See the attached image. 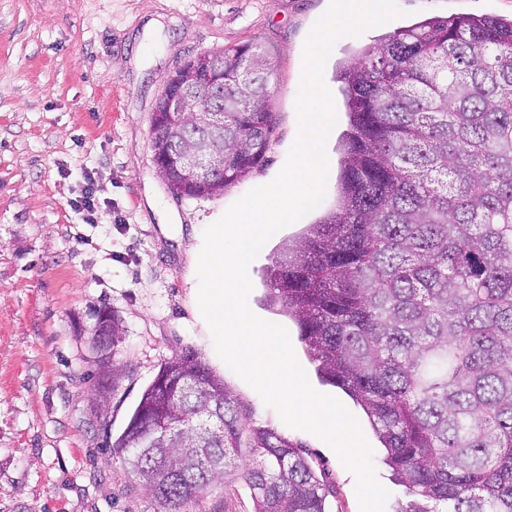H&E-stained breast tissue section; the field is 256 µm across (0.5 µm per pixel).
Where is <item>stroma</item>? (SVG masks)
I'll return each mask as SVG.
<instances>
[{
	"mask_svg": "<svg viewBox=\"0 0 512 512\" xmlns=\"http://www.w3.org/2000/svg\"><path fill=\"white\" fill-rule=\"evenodd\" d=\"M329 0H0V512H160L109 438L160 365L193 349L224 382L243 437L273 430L322 478L327 512H359L355 479L314 435L278 413L217 355L195 314L188 283L193 250L239 198L271 181L297 135L295 99L304 41ZM403 17L334 46L325 82L342 102L338 63L395 29L451 14L512 19V0H397ZM255 41L272 69L276 125L266 161L224 194L173 195L152 162L150 119L165 77L202 52ZM345 111L327 142L324 201L280 230L249 267V306L284 326L312 386L321 382L294 322L267 301L265 270L284 243L336 206ZM92 175L98 208L88 224L70 204ZM126 327L116 359L126 376L107 407L111 431L94 418L91 377L95 313ZM344 406L358 418L351 399ZM379 482L395 512L406 489L385 464L369 423ZM186 512H253L243 480L209 488Z\"/></svg>",
	"mask_w": 512,
	"mask_h": 512,
	"instance_id": "stroma-1",
	"label": "stroma"
}]
</instances>
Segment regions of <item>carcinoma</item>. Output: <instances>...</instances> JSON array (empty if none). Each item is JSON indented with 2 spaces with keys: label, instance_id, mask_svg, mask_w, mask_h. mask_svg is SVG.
Instances as JSON below:
<instances>
[{
  "label": "carcinoma",
  "instance_id": "carcinoma-1",
  "mask_svg": "<svg viewBox=\"0 0 512 512\" xmlns=\"http://www.w3.org/2000/svg\"><path fill=\"white\" fill-rule=\"evenodd\" d=\"M208 92L151 140L178 156L207 140L217 196L262 165L275 126L254 44L221 50ZM349 129L336 208L267 267L270 302L299 328L324 381L365 412L407 490L396 512H512V20L451 15L399 28L340 74ZM112 321L96 314L91 340ZM241 447L224 382L191 350L161 364L114 452L163 512L236 476ZM241 473L253 512H326L315 470L285 438L253 434Z\"/></svg>",
  "mask_w": 512,
  "mask_h": 512
}]
</instances>
